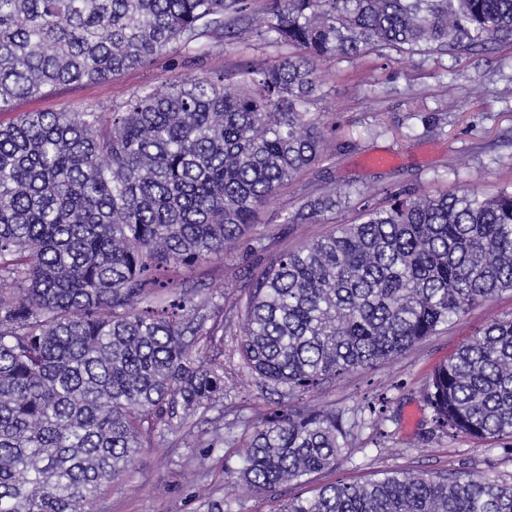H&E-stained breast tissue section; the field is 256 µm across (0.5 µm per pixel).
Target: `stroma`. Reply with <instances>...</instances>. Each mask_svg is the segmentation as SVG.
I'll return each instance as SVG.
<instances>
[{"label": "stroma", "mask_w": 512, "mask_h": 512, "mask_svg": "<svg viewBox=\"0 0 512 512\" xmlns=\"http://www.w3.org/2000/svg\"><path fill=\"white\" fill-rule=\"evenodd\" d=\"M263 0H250L248 14L235 26L238 48L213 51L197 60L166 52L145 68L130 69L108 80L59 86L24 97L0 112L12 121L25 112H77L89 105L108 107L143 87H163L210 71L228 75L259 68L278 58L270 47L249 49L252 15ZM321 87L308 110L337 140L354 137L353 147L332 152L261 206L255 232H279L275 248L296 247L328 233L334 225L355 222L351 210L339 208L317 224H284L286 211L298 208L333 188H360L380 193L387 187L418 186L430 193L464 188L492 194L512 182V49L448 58L386 51L373 71L360 61L331 59L319 68ZM481 83V94L471 87ZM442 120L441 134L427 133L431 117ZM243 261L217 257L187 275V286L203 289L211 305L228 308L244 288ZM512 315V291L473 307L456 323L406 351L395 360L348 374L304 394L305 406L349 410L365 398L389 399L383 429L376 438L364 427L336 466L306 482L281 488L277 498L245 492L228 483L223 449L201 448L192 439L165 435L143 448L125 478L103 491L96 512H206L204 504L220 500L231 512H279L292 497H308L325 484H362L384 471L411 473L470 472L494 469L512 476V453L500 444H477L431 434V412L422 390L433 371L492 318ZM238 320L224 337V408L254 416L265 411L271 396L258 377L242 369L235 352Z\"/></svg>", "instance_id": "1"}]
</instances>
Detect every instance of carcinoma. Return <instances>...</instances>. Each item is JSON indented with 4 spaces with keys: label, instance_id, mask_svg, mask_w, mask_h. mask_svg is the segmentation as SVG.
Returning <instances> with one entry per match:
<instances>
[{
    "label": "carcinoma",
    "instance_id": "cac0c4a2",
    "mask_svg": "<svg viewBox=\"0 0 512 512\" xmlns=\"http://www.w3.org/2000/svg\"><path fill=\"white\" fill-rule=\"evenodd\" d=\"M247 0H0V112L56 86L204 57ZM254 32L289 48L235 82L205 73L109 108L0 123V512H94L161 425L193 433L224 399L209 354L230 319L180 277L245 238L258 209L322 159L307 105L322 59L386 49L457 59L512 48V0H266ZM346 204L358 222L246 274L242 367L289 402L245 441L210 422L198 445L235 449L224 474L257 495L335 466L353 439L333 409L295 399L401 356L472 306L512 290V190L329 191L283 216L313 224ZM432 435L512 448V319H495L429 378ZM182 408L176 422L170 409ZM280 512H512L488 470L389 471L334 483Z\"/></svg>",
    "mask_w": 512,
    "mask_h": 512
}]
</instances>
